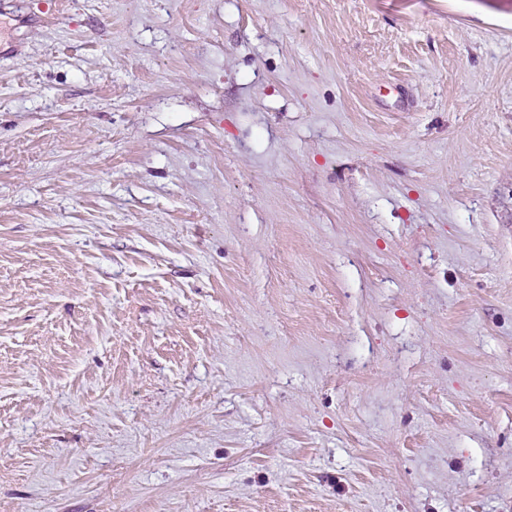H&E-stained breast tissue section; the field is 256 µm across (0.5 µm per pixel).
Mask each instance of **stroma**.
Instances as JSON below:
<instances>
[{"label": "stroma", "mask_w": 512, "mask_h": 512, "mask_svg": "<svg viewBox=\"0 0 512 512\" xmlns=\"http://www.w3.org/2000/svg\"><path fill=\"white\" fill-rule=\"evenodd\" d=\"M0 512H512V0H0Z\"/></svg>", "instance_id": "obj_1"}]
</instances>
